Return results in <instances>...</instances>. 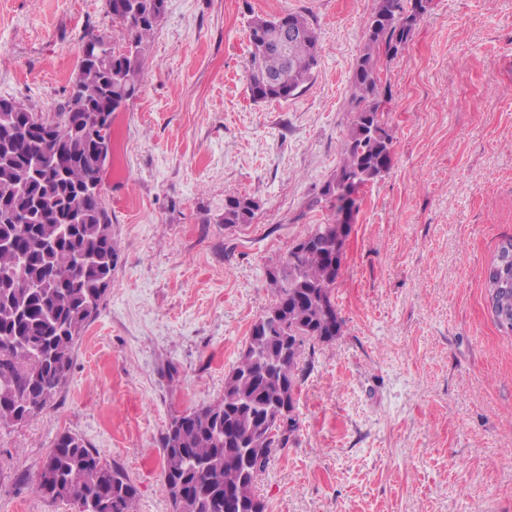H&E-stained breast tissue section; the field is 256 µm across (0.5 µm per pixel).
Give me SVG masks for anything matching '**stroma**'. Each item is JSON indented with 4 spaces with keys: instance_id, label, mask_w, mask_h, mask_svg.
<instances>
[{
    "instance_id": "obj_1",
    "label": "stroma",
    "mask_w": 512,
    "mask_h": 512,
    "mask_svg": "<svg viewBox=\"0 0 512 512\" xmlns=\"http://www.w3.org/2000/svg\"><path fill=\"white\" fill-rule=\"evenodd\" d=\"M373 0H166L137 95L112 116L102 198L118 252L51 407L0 428V512H78L32 491L68 431L120 464L135 512H171L160 439L213 403L276 292L267 270L327 212ZM306 16L322 53L288 99L249 92L252 18ZM105 0H0V97L55 111ZM390 84V170L366 187L333 299L301 349L298 430L256 483L266 512H512V335L485 273L512 236V0H432ZM251 223H207L224 193Z\"/></svg>"
}]
</instances>
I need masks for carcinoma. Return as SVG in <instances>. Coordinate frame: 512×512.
Here are the masks:
<instances>
[{"instance_id":"carcinoma-1","label":"carcinoma","mask_w":512,"mask_h":512,"mask_svg":"<svg viewBox=\"0 0 512 512\" xmlns=\"http://www.w3.org/2000/svg\"><path fill=\"white\" fill-rule=\"evenodd\" d=\"M106 13L128 32L122 50L102 34L87 42L98 52L80 60L67 101L43 114L21 101L0 98V427L21 424L50 407L66 383L73 351L97 317L112 281L117 251L102 200L100 173L111 148L112 104L132 99L142 59L165 0H105ZM431 6L413 0H374L366 41L352 78V119L340 167L315 199L330 212L268 270L276 299L250 328L247 354L224 380V394L171 418L162 436L163 482L174 512H252L265 503L257 477L273 454L288 447L298 429L271 434L264 418L284 414L283 394L298 392L297 358L307 341L329 343L344 320L332 298L342 261L336 226L344 196L336 186L354 178V191L373 184L392 164L393 135L383 103L389 89L381 58L406 45ZM288 26V57L267 48ZM249 91L256 102L288 99L318 64L319 37L298 14L257 17L249 26ZM282 77L278 89L266 85ZM254 199L224 193L219 223L249 224ZM505 245L486 272L495 291L492 315L512 333V260ZM189 498L178 500V488ZM33 491L51 502H74L79 512H134L137 487L124 469L107 461L82 437L63 432L47 450Z\"/></svg>"}]
</instances>
